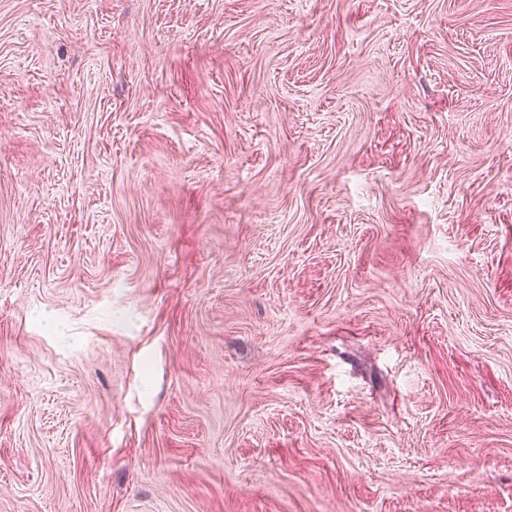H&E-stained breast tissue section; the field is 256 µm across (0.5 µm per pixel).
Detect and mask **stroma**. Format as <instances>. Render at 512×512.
Masks as SVG:
<instances>
[{
    "label": "stroma",
    "mask_w": 512,
    "mask_h": 512,
    "mask_svg": "<svg viewBox=\"0 0 512 512\" xmlns=\"http://www.w3.org/2000/svg\"><path fill=\"white\" fill-rule=\"evenodd\" d=\"M0 512H512V0H0Z\"/></svg>",
    "instance_id": "1"
}]
</instances>
